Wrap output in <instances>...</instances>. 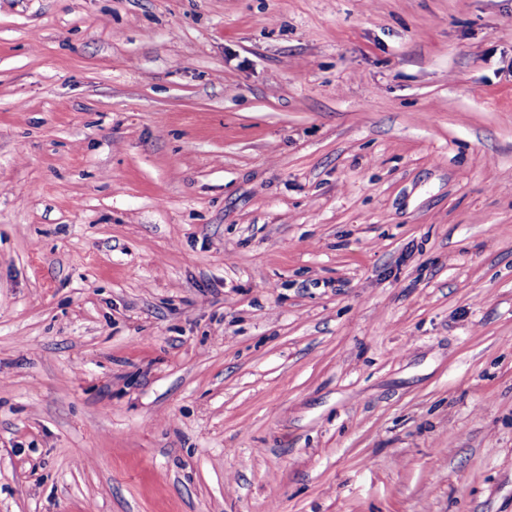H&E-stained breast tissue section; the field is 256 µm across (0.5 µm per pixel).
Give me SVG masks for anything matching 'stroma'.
I'll return each instance as SVG.
<instances>
[{"mask_svg":"<svg viewBox=\"0 0 512 512\" xmlns=\"http://www.w3.org/2000/svg\"><path fill=\"white\" fill-rule=\"evenodd\" d=\"M0 512H512V0H0Z\"/></svg>","mask_w":512,"mask_h":512,"instance_id":"stroma-1","label":"stroma"}]
</instances>
